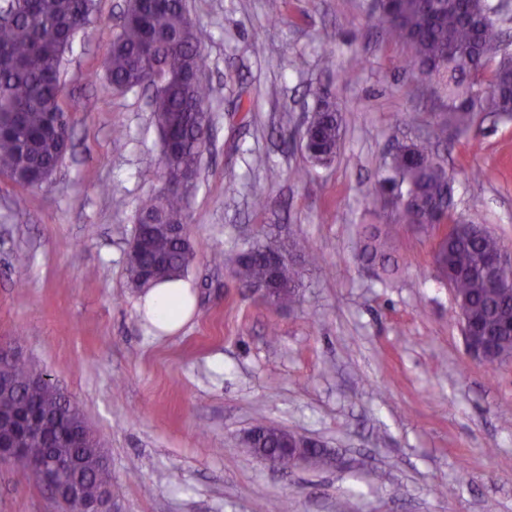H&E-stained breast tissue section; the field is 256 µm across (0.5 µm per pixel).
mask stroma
I'll use <instances>...</instances> for the list:
<instances>
[{"label":"stroma","mask_w":512,"mask_h":512,"mask_svg":"<svg viewBox=\"0 0 512 512\" xmlns=\"http://www.w3.org/2000/svg\"><path fill=\"white\" fill-rule=\"evenodd\" d=\"M371 2L185 0L212 126L188 218L195 305L174 334L143 319L126 272L134 216L161 185V142L146 93L106 77L125 0H97L65 57L72 144L51 182L0 176V339L79 402L120 512H258L266 499L279 512H512V360L468 356L435 233L367 208L389 151L434 110L413 93L407 50L371 26ZM319 89L344 119L326 166L282 139ZM477 124L479 136L438 148L454 214L512 245V121L483 112ZM384 223L399 245L390 277L359 256V225ZM266 225L318 256L291 309L231 272ZM261 423L321 442L330 463L270 466L245 445ZM0 512L64 508L0 461Z\"/></svg>","instance_id":"obj_1"}]
</instances>
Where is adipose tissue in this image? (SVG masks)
<instances>
[{"instance_id":"ef3b65f1","label":"adipose tissue","mask_w":512,"mask_h":512,"mask_svg":"<svg viewBox=\"0 0 512 512\" xmlns=\"http://www.w3.org/2000/svg\"><path fill=\"white\" fill-rule=\"evenodd\" d=\"M192 303L190 283L176 280L143 292L138 302V311L144 314L156 330L172 333L188 319Z\"/></svg>"}]
</instances>
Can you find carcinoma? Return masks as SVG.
Returning a JSON list of instances; mask_svg holds the SVG:
<instances>
[{"label": "carcinoma", "mask_w": 512, "mask_h": 512, "mask_svg": "<svg viewBox=\"0 0 512 512\" xmlns=\"http://www.w3.org/2000/svg\"><path fill=\"white\" fill-rule=\"evenodd\" d=\"M142 2L141 14H132L112 41L106 75L117 90L136 87L152 76L163 79L152 103L154 122L161 140L176 135L180 143L174 154H161L160 168L164 174L180 175L183 187L157 191L135 215L126 270L140 289L183 277L197 255L187 209L212 121L206 86L191 80L192 74L207 69L208 60L183 0ZM95 9V0H0V173L24 189L48 182L67 153L64 59L72 30L87 29ZM369 21L389 41L409 50L415 95L440 101L444 108L434 113L426 134L390 154L371 192L373 204L390 210L397 222L421 230L455 224L452 177L436 147L451 135L471 130L480 112L512 117V56L501 47L496 11L487 0H391L370 9ZM306 125L310 162L331 163L343 134L336 102H318ZM164 224L181 226L184 239L161 231ZM500 246L501 239L490 230L474 233L462 222L435 252L456 290L458 314L512 323V259L496 283L480 273L484 258ZM360 252L367 263L385 272L395 267L397 248L381 236L377 224L362 225ZM274 256L281 262L272 305L293 307L306 271L317 263L305 241L286 242L270 229L239 259L232 274L243 284L263 281ZM11 375L12 388L0 391V410L20 405L37 412L47 409L56 430L76 426L81 438L71 448L84 461L88 495L95 497L111 487L104 449L80 404L55 388L34 383L35 371L22 363L11 367ZM24 453L22 472L41 483L34 467L44 456L39 434L30 438Z\"/></svg>", "instance_id": "cac0c4a2"}]
</instances>
